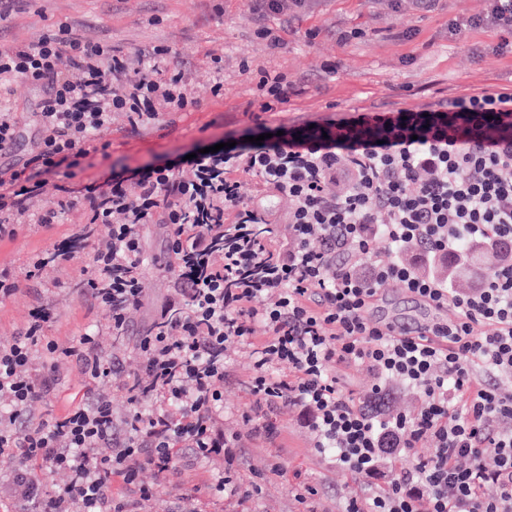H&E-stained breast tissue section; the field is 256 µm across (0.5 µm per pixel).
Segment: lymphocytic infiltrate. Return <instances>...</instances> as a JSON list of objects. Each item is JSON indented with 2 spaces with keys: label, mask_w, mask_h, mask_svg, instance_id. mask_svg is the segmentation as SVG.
<instances>
[{
  "label": "lymphocytic infiltrate",
  "mask_w": 512,
  "mask_h": 512,
  "mask_svg": "<svg viewBox=\"0 0 512 512\" xmlns=\"http://www.w3.org/2000/svg\"><path fill=\"white\" fill-rule=\"evenodd\" d=\"M483 29L499 34L497 54L511 55L512 0H487L484 14L448 25L457 38ZM148 57L130 71L122 49L68 24L0 46V91L21 81L43 92L37 151L0 176V239L16 235L13 219L33 208L45 176H59L64 205H86L109 229L107 244L92 249L86 284L119 336L142 303L140 228L164 218L175 259L136 371L119 374L95 337L50 340L48 303L31 310L22 334L0 342V455L12 461L14 490L0 512H136L156 493L143 471L168 476L186 451L223 457L209 497L252 512L258 490L233 472L242 438L224 427L235 345L254 358L245 389L256 433L276 442L274 416L291 409L329 463L367 487L345 512H512V393L496 386L512 379V262L457 291L416 266L379 261L376 248L415 246L436 257L463 240H512V87L474 88L429 110L358 109L270 137L262 115L293 90L286 75L266 72L260 112L234 147L197 154L180 173H135V194L116 172L73 198L68 181L90 142L108 150L114 113L136 128L158 121L162 104L198 108L172 49L155 46ZM246 174L263 197L246 195ZM270 195L294 203L286 228L270 219ZM390 281L445 311V322L405 337L372 321ZM60 357L79 358L95 379L122 376L129 414L115 420L111 394L97 392L62 415L28 418ZM351 364L373 375L372 403L346 389L338 369ZM392 383L416 393V414L390 409ZM398 456L409 460L400 471L391 466ZM62 472L67 482L45 487L46 475ZM116 480L128 495L113 494Z\"/></svg>",
  "instance_id": "1"
}]
</instances>
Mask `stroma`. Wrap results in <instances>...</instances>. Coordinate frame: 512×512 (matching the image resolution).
I'll list each match as a JSON object with an SVG mask.
<instances>
[{"label": "stroma", "instance_id": "1", "mask_svg": "<svg viewBox=\"0 0 512 512\" xmlns=\"http://www.w3.org/2000/svg\"><path fill=\"white\" fill-rule=\"evenodd\" d=\"M485 0H439L436 9L423 13L411 0H308L306 8L283 9L261 15L248 0H16L10 16L0 22V43L28 44L57 30L64 23L79 27L91 40H105L129 55L131 68L141 66V53L161 45L176 52L185 69L189 91L199 101L193 112L161 114L160 122L131 128L123 114L112 119V146L107 153L90 152L73 179L74 186L101 183L111 168L134 169L179 163L186 155L227 142L249 124L259 110L257 82L265 71L287 75L297 90L281 111L268 112L270 126H302L339 120L356 107L385 109L434 104L472 88L512 85V56L495 54L498 37L485 30L455 39L450 21L482 13ZM270 28L282 38L272 48L260 29ZM357 38L339 42L344 31ZM224 57V94L213 96L211 54ZM41 94L18 82L9 95L20 116L13 146L0 153V169L22 168L35 151L39 133L35 112ZM16 236L0 240V266L19 273L18 289L0 299V342L24 326L29 309L40 302L54 307L46 334L60 344L74 343L83 333L95 336L103 355L119 360L125 370L139 361L138 344L151 325L156 309L169 296V227L164 223L142 228L145 267L141 305L129 315L124 335H113L109 314L92 299L84 282L91 262L90 249L73 254L62 265L46 269L41 278L26 279L27 261L54 244L71 238L88 221L86 211H62L58 223L44 225L35 217L16 215ZM248 348H234L230 376L224 383V425L240 433L244 444L236 465L240 482L260 487L257 512H302L294 497L293 473H302L317 493L314 512H341L347 498L362 486L347 471L328 463L313 448L308 431L296 415L281 411L278 445L255 434L243 417L248 402L244 382L252 370ZM57 382L33 402V419L62 414L85 390L112 394L114 417L125 418L131 406L116 383L91 379L75 359L56 364ZM288 463L287 475L272 474L277 459ZM223 459L198 460L185 455L177 472L167 480L147 471L142 479L156 483L155 497L142 512H234L232 504L206 499L203 487L224 474Z\"/></svg>", "mask_w": 512, "mask_h": 512}]
</instances>
